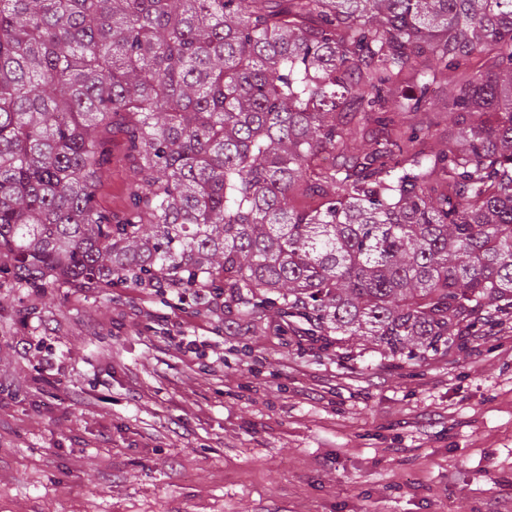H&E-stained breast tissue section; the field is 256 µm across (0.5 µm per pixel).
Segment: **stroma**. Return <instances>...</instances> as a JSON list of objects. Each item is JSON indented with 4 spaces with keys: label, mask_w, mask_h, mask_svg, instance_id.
Returning a JSON list of instances; mask_svg holds the SVG:
<instances>
[{
    "label": "stroma",
    "mask_w": 512,
    "mask_h": 512,
    "mask_svg": "<svg viewBox=\"0 0 512 512\" xmlns=\"http://www.w3.org/2000/svg\"><path fill=\"white\" fill-rule=\"evenodd\" d=\"M99 205L123 214L120 126ZM146 285L0 288V512H494L512 319L398 360ZM196 340L185 356L169 335ZM224 363L223 374L209 371Z\"/></svg>",
    "instance_id": "stroma-1"
}]
</instances>
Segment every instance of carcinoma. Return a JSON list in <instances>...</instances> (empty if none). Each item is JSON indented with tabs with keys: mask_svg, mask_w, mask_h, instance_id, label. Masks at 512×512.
Instances as JSON below:
<instances>
[{
	"mask_svg": "<svg viewBox=\"0 0 512 512\" xmlns=\"http://www.w3.org/2000/svg\"><path fill=\"white\" fill-rule=\"evenodd\" d=\"M271 2L0 0V286L203 284L320 341L461 347L512 310V0ZM110 150V164L104 169L97 192L99 205L114 215H122L127 208L132 188V166L125 136L120 126L114 125L105 133Z\"/></svg>",
	"mask_w": 512,
	"mask_h": 512,
	"instance_id": "obj_1",
	"label": "carcinoma"
}]
</instances>
